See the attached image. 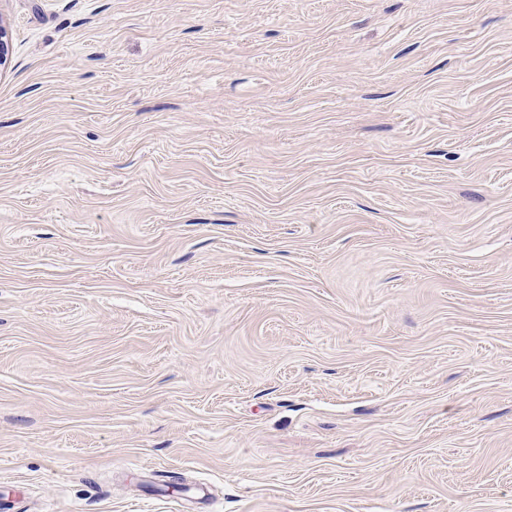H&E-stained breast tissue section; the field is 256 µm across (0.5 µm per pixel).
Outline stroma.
Here are the masks:
<instances>
[{
	"label": "stroma",
	"mask_w": 512,
	"mask_h": 512,
	"mask_svg": "<svg viewBox=\"0 0 512 512\" xmlns=\"http://www.w3.org/2000/svg\"><path fill=\"white\" fill-rule=\"evenodd\" d=\"M0 25V512H512V0Z\"/></svg>",
	"instance_id": "35a3bbf8"
}]
</instances>
